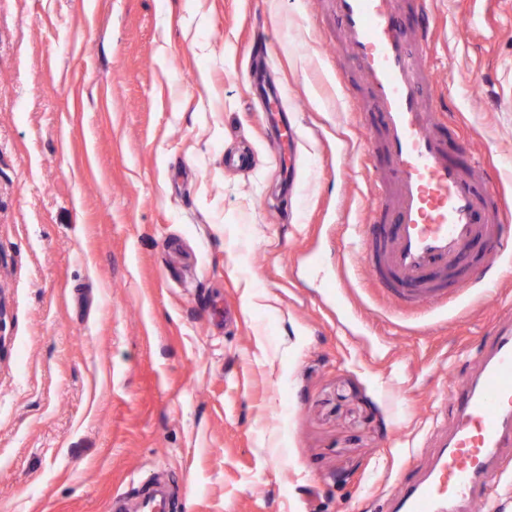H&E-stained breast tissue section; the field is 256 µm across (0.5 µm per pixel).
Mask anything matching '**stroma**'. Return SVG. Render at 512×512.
Here are the masks:
<instances>
[{
  "mask_svg": "<svg viewBox=\"0 0 512 512\" xmlns=\"http://www.w3.org/2000/svg\"><path fill=\"white\" fill-rule=\"evenodd\" d=\"M428 8L440 132L512 204V0ZM336 28L331 0H0V512L148 483L185 512H387L417 477L453 380L512 329V262L447 312L384 307ZM256 67L296 126L291 198Z\"/></svg>",
  "mask_w": 512,
  "mask_h": 512,
  "instance_id": "stroma-1",
  "label": "stroma"
}]
</instances>
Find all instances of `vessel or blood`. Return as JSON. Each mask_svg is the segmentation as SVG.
I'll return each mask as SVG.
<instances>
[{"instance_id": "1", "label": "vessel or blood", "mask_w": 512, "mask_h": 512, "mask_svg": "<svg viewBox=\"0 0 512 512\" xmlns=\"http://www.w3.org/2000/svg\"><path fill=\"white\" fill-rule=\"evenodd\" d=\"M339 41L372 96L384 154L379 187L355 232L370 281L393 310L420 316L500 274L512 208L490 192L478 158L461 165L437 127L445 96L429 64L427 0L401 12L396 0H332ZM455 416L428 475L393 491L395 512H457L489 503L512 445V331L496 336L475 378L453 386Z\"/></svg>"}]
</instances>
